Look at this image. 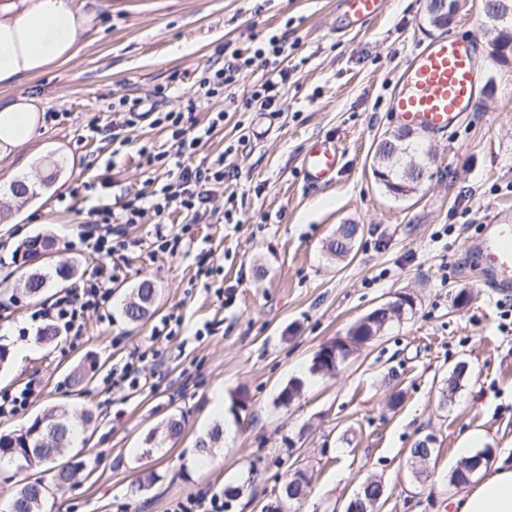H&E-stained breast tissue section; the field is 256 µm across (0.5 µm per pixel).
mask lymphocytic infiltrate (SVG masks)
Returning <instances> with one entry per match:
<instances>
[{
	"label": "lymphocytic infiltrate",
	"mask_w": 512,
	"mask_h": 512,
	"mask_svg": "<svg viewBox=\"0 0 512 512\" xmlns=\"http://www.w3.org/2000/svg\"><path fill=\"white\" fill-rule=\"evenodd\" d=\"M288 57L286 37L276 34L262 39L253 53L233 50L222 65H209L199 86L206 97H213L224 87L236 83L250 69L255 60H262L265 67L264 81L255 86L243 101L244 109L272 111L276 105V91L286 81L288 70L283 63ZM141 121L150 122L168 132L178 160L176 184H163L147 194L130 198L118 197L116 206L101 205L88 212L81 233V240L92 252L107 256H120L129 247L126 228L143 223L147 216H163L172 199H179L181 208L200 217L210 201L206 190L208 184L223 182L226 173L223 163L191 167L185 165L184 157L192 155L198 144L224 123L223 113H216L208 124L199 128L195 136H188L183 126V115L179 112L160 110L158 103L143 104L139 99L120 98L112 108V125L116 128H131ZM100 271H92L78 294L60 295L39 313L40 319L51 324L57 333L80 338L84 333L86 317L99 313L108 295L101 286Z\"/></svg>",
	"instance_id": "f902f5d3"
}]
</instances>
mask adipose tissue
I'll return each mask as SVG.
<instances>
[{
	"instance_id": "obj_1",
	"label": "adipose tissue",
	"mask_w": 512,
	"mask_h": 512,
	"mask_svg": "<svg viewBox=\"0 0 512 512\" xmlns=\"http://www.w3.org/2000/svg\"><path fill=\"white\" fill-rule=\"evenodd\" d=\"M108 0H0V87L71 60ZM35 97L0 101V157L29 142L41 123ZM455 512H512V467L490 464L454 500Z\"/></svg>"
}]
</instances>
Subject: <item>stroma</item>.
Segmentation results:
<instances>
[{
    "label": "stroma",
    "instance_id": "obj_1",
    "mask_svg": "<svg viewBox=\"0 0 512 512\" xmlns=\"http://www.w3.org/2000/svg\"><path fill=\"white\" fill-rule=\"evenodd\" d=\"M425 8L426 0H384L367 28L340 32L341 0H112L71 61L0 89L1 101L38 97L48 114L28 144L0 159V344L10 350L0 394L28 385L40 392L0 417V432L58 405L80 422L73 448L84 465L44 512H171L200 493L228 490L230 512H262L298 469L310 478L300 512H344L368 477L385 485L381 512H454L460 489L448 475L469 434L512 465V296L492 294L464 248L479 226L512 220V63L486 53L481 0H461L449 28L474 45L480 90L470 111L447 133L416 131L429 161L413 194H389L373 174L378 141L402 127L390 110L395 81L416 49L439 35ZM257 33L287 34L290 46L291 71L273 114L239 108L262 63L215 97L197 85L225 45L250 46ZM159 88L168 91L163 110L183 112L187 132L223 112V126L189 162L223 155L234 175L212 185V208L190 225L192 241L178 254L155 252L151 217L129 227L124 258L94 254L79 240L87 211L171 182L139 148L168 151L172 142L145 122L127 131L124 146L88 127L106 124L119 97L146 99ZM318 139L335 141L342 161L333 182L312 189L300 160ZM233 144L238 152L227 153ZM25 177L37 192L14 200L5 186ZM81 180L93 190L71 198ZM339 224L362 228L342 263L323 248ZM38 233L55 242L53 265L72 271L66 281L50 277L47 297L81 288L94 268L111 293L104 316L88 317L79 341L38 339L41 305L24 294L14 262L18 245ZM206 253L219 268L208 278L199 273ZM145 278L156 302L133 324L124 303ZM400 292L414 295L412 312L336 375L311 373L324 343ZM460 294L466 304H456ZM171 313L182 319L176 336L156 338ZM150 345L163 357L139 362V387L110 388L113 366ZM461 363L468 371L452 402L440 405ZM77 367L90 377L81 393L68 383ZM293 379L302 380V393L281 406L278 395ZM239 392L247 404L235 412ZM172 416L185 423L175 441L164 434ZM217 423L223 445L214 456L200 454L197 438ZM427 436L438 454L432 480L422 484L407 450Z\"/></svg>",
    "mask_w": 512,
    "mask_h": 512
}]
</instances>
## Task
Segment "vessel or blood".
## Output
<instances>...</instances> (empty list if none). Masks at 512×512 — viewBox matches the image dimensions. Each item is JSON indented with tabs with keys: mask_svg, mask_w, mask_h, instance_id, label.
Here are the masks:
<instances>
[{
	"mask_svg": "<svg viewBox=\"0 0 512 512\" xmlns=\"http://www.w3.org/2000/svg\"><path fill=\"white\" fill-rule=\"evenodd\" d=\"M382 0H343L344 27L364 28L381 12ZM476 77L470 40L453 35L434 38L421 47L401 71L391 109L401 121L433 133L456 128L476 98ZM341 164L335 142L313 141L301 168L306 185L332 181ZM480 272L493 292L512 294V221L482 225L473 237Z\"/></svg>",
	"mask_w": 512,
	"mask_h": 512,
	"instance_id": "1",
	"label": "vessel or blood"
}]
</instances>
